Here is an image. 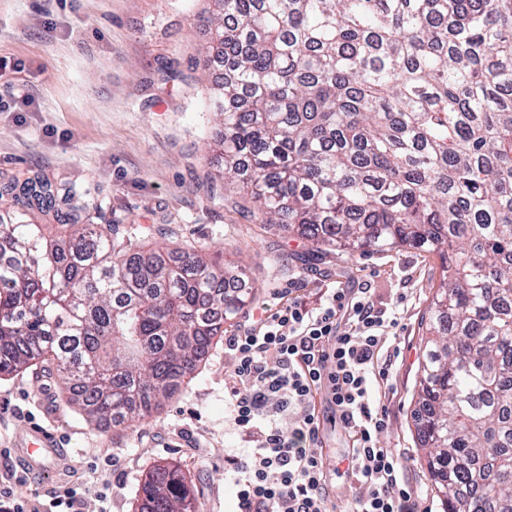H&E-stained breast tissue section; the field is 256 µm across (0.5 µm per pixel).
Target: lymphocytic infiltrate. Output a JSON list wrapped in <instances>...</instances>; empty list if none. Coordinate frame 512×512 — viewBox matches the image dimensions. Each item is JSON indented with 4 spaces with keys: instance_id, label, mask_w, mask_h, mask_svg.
I'll use <instances>...</instances> for the list:
<instances>
[{
    "instance_id": "lymphocytic-infiltrate-1",
    "label": "lymphocytic infiltrate",
    "mask_w": 512,
    "mask_h": 512,
    "mask_svg": "<svg viewBox=\"0 0 512 512\" xmlns=\"http://www.w3.org/2000/svg\"><path fill=\"white\" fill-rule=\"evenodd\" d=\"M398 326L396 313L375 308L366 291L328 288L313 307L291 299L259 308L226 338L235 367L224 396L250 444L227 459L237 475L236 512H326L317 451L324 409L351 438L335 463L360 490L352 512H418L401 450L380 441L390 371L379 359Z\"/></svg>"
}]
</instances>
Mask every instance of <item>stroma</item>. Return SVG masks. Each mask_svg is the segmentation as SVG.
Masks as SVG:
<instances>
[{"mask_svg": "<svg viewBox=\"0 0 512 512\" xmlns=\"http://www.w3.org/2000/svg\"><path fill=\"white\" fill-rule=\"evenodd\" d=\"M208 0H0V216L14 207L12 180L45 179L101 202L115 234L134 245L219 255L248 265L258 304L293 294L316 304L323 289H368L397 308L383 445L400 449L420 512H442L412 422L420 323L440 280L437 256L414 249L312 251L297 231L264 228L239 187L218 178L222 129L206 107L213 77L199 63L210 38ZM234 359L216 343L195 372L138 423L97 422L69 402L57 365L0 375V485L48 512L54 492L75 488L84 512H101L98 486L114 482L110 512H135L147 474L173 464L198 512H235L236 476L225 456L246 451L224 399ZM52 433L59 457L22 474L23 427Z\"/></svg>", "mask_w": 512, "mask_h": 512, "instance_id": "1", "label": "stroma"}]
</instances>
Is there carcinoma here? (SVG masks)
Wrapping results in <instances>:
<instances>
[{"instance_id": "1", "label": "carcinoma", "mask_w": 512, "mask_h": 512, "mask_svg": "<svg viewBox=\"0 0 512 512\" xmlns=\"http://www.w3.org/2000/svg\"><path fill=\"white\" fill-rule=\"evenodd\" d=\"M206 62L220 178L264 224L351 251L440 259L414 426L443 512H512V0H211ZM27 179L0 220V374L53 360L89 417L138 421L170 398L251 293L242 266L135 248ZM138 512H195L158 465Z\"/></svg>"}]
</instances>
